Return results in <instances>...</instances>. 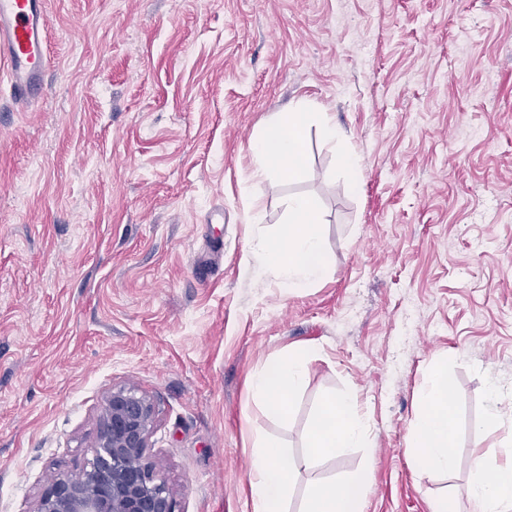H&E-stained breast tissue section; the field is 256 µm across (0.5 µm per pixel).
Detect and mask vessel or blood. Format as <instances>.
I'll list each match as a JSON object with an SVG mask.
<instances>
[{
  "mask_svg": "<svg viewBox=\"0 0 512 512\" xmlns=\"http://www.w3.org/2000/svg\"><path fill=\"white\" fill-rule=\"evenodd\" d=\"M49 25L45 0H0V58L8 63L7 83L17 103L44 96Z\"/></svg>",
  "mask_w": 512,
  "mask_h": 512,
  "instance_id": "b4317fda",
  "label": "vessel or blood"
}]
</instances>
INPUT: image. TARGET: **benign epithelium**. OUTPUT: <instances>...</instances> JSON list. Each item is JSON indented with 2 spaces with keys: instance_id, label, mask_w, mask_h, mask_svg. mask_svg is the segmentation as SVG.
Returning a JSON list of instances; mask_svg holds the SVG:
<instances>
[{
  "instance_id": "benign-epithelium-1",
  "label": "benign epithelium",
  "mask_w": 512,
  "mask_h": 512,
  "mask_svg": "<svg viewBox=\"0 0 512 512\" xmlns=\"http://www.w3.org/2000/svg\"><path fill=\"white\" fill-rule=\"evenodd\" d=\"M155 422V406L138 388L112 389L99 417L92 459L75 475L58 474L34 512H179L148 452Z\"/></svg>"
}]
</instances>
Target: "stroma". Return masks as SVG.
Listing matches in <instances>:
<instances>
[{"label":"stroma","mask_w":512,"mask_h":512,"mask_svg":"<svg viewBox=\"0 0 512 512\" xmlns=\"http://www.w3.org/2000/svg\"><path fill=\"white\" fill-rule=\"evenodd\" d=\"M44 98L0 96V512L82 471L112 388L156 408L151 453L180 512H251V433L300 455L322 401L353 395L365 444L299 472L368 474L361 512H466L512 387V0H47ZM328 112L294 177L250 140ZM356 153V174L340 164ZM303 195L330 275L288 291L249 243ZM255 219H248V210ZM310 355L285 417L249 396ZM454 384L450 475L408 439L432 364ZM486 394L489 401L488 419L496 423L512 414V388H504L496 381H488Z\"/></svg>","instance_id":"35a3bbf8"}]
</instances>
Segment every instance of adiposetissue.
Here are the masks:
<instances>
[{"instance_id": "obj_1", "label": "adipose tissue", "mask_w": 512, "mask_h": 512, "mask_svg": "<svg viewBox=\"0 0 512 512\" xmlns=\"http://www.w3.org/2000/svg\"><path fill=\"white\" fill-rule=\"evenodd\" d=\"M311 122L318 124L324 142L342 140L343 133L329 114L290 113L287 125H270L251 141L256 175L297 171L302 164L297 132ZM287 208V225L275 234L254 237L250 249L285 288L296 290L327 278L330 264L324 253L321 220L310 200L289 197ZM307 370L304 351H290L253 373L251 396L269 413L287 416ZM449 399L448 367L439 363L432 367L421 393L423 411L411 430L409 451L419 465L444 474L456 465V427ZM361 434L356 400L348 395L325 400L308 430L307 446L300 458H293L275 442L257 438L249 471L252 512H288L286 501L297 469H312L336 450L356 447ZM466 497L469 512H512V448L497 464L484 455L476 456ZM303 512H359L358 497L355 491H339L318 483L310 489Z\"/></svg>"}]
</instances>
